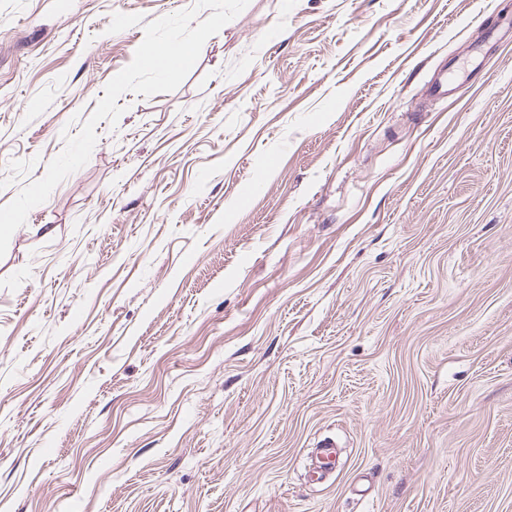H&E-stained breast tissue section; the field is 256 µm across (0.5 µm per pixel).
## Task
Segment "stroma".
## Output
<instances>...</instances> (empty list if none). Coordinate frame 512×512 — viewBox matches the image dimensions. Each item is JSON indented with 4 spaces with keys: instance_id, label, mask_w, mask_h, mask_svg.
<instances>
[{
    "instance_id": "35a3bbf8",
    "label": "stroma",
    "mask_w": 512,
    "mask_h": 512,
    "mask_svg": "<svg viewBox=\"0 0 512 512\" xmlns=\"http://www.w3.org/2000/svg\"><path fill=\"white\" fill-rule=\"evenodd\" d=\"M193 3L0 0V207ZM511 18L250 0L121 95L0 258V512H512Z\"/></svg>"
}]
</instances>
